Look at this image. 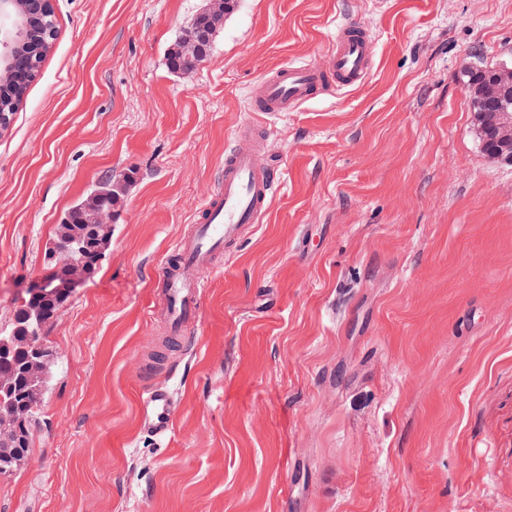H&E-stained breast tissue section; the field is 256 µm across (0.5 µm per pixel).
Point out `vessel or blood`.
<instances>
[{
  "mask_svg": "<svg viewBox=\"0 0 512 512\" xmlns=\"http://www.w3.org/2000/svg\"><path fill=\"white\" fill-rule=\"evenodd\" d=\"M369 31L356 23H346L336 38V47L327 70L301 64L279 67L273 78L264 80L257 96L259 107L270 114L289 112L314 98L328 80L342 86L365 81L368 74ZM276 177L273 169L261 168L254 155L235 150L224 157V177L200 207V222L192 236L180 239L176 247L177 265H163L161 294L166 302L171 335H180L199 310L202 283L197 277L212 255L226 242L238 237L247 224L260 223L272 198ZM151 413L148 425L154 435L165 438L173 424L175 407L168 393L148 391Z\"/></svg>",
  "mask_w": 512,
  "mask_h": 512,
  "instance_id": "obj_1",
  "label": "vessel or blood"
}]
</instances>
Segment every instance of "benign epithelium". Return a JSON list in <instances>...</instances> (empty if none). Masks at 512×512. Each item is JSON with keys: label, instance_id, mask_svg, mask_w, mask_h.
<instances>
[{"label": "benign epithelium", "instance_id": "7a95c632", "mask_svg": "<svg viewBox=\"0 0 512 512\" xmlns=\"http://www.w3.org/2000/svg\"><path fill=\"white\" fill-rule=\"evenodd\" d=\"M215 5L203 9L191 22L181 43V54L192 60L200 56L211 35V15ZM54 10L53 0H0V88L20 79L26 60L36 63L52 50V45L28 38L25 16L45 15ZM471 112V130L485 155L512 165V66L467 68L461 73ZM86 224L110 223L109 209L94 206L86 211ZM86 281L80 264H75L67 281L55 285L41 280L20 298L28 306L54 293L71 294Z\"/></svg>", "mask_w": 512, "mask_h": 512}]
</instances>
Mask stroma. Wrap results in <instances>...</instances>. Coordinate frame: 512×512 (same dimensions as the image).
Returning <instances> with one entry per match:
<instances>
[{
    "mask_svg": "<svg viewBox=\"0 0 512 512\" xmlns=\"http://www.w3.org/2000/svg\"><path fill=\"white\" fill-rule=\"evenodd\" d=\"M55 0L58 38L0 132V332L56 224L130 174L112 245L43 340L53 366L0 512H512V166L471 131L468 66L512 63V0ZM371 33L364 83L252 112L279 65ZM275 169L261 223L198 270L164 351L161 266L229 144ZM179 408L141 425L143 390ZM208 8L203 9L191 22L187 29V35L181 43V54L187 59L192 60L200 56L205 42L211 35V15L217 0H212ZM146 403L151 413L148 425L154 435L160 439L165 438L173 424L175 407L168 393L158 390H150L146 393Z\"/></svg>",
    "mask_w": 512,
    "mask_h": 512,
    "instance_id": "stroma-1",
    "label": "stroma"
}]
</instances>
